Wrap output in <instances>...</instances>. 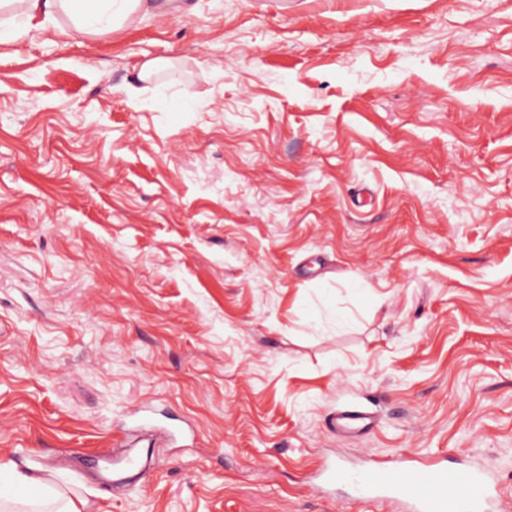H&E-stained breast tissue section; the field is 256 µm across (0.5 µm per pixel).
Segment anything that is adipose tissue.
<instances>
[{"instance_id": "ef3b65f1", "label": "adipose tissue", "mask_w": 512, "mask_h": 512, "mask_svg": "<svg viewBox=\"0 0 512 512\" xmlns=\"http://www.w3.org/2000/svg\"><path fill=\"white\" fill-rule=\"evenodd\" d=\"M16 7L15 19L0 21V41L30 30L69 25L80 34L112 33L149 13L150 0H0ZM0 512H80L75 502L52 485L49 476L24 473L0 464Z\"/></svg>"}]
</instances>
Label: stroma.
Wrapping results in <instances>:
<instances>
[{"label": "stroma", "mask_w": 512, "mask_h": 512, "mask_svg": "<svg viewBox=\"0 0 512 512\" xmlns=\"http://www.w3.org/2000/svg\"><path fill=\"white\" fill-rule=\"evenodd\" d=\"M186 2L0 43V463L81 512H407L314 475L446 454L512 512V0ZM373 419V415L362 406H349L336 410L329 419V427L336 433L359 431L370 427Z\"/></svg>", "instance_id": "stroma-1"}]
</instances>
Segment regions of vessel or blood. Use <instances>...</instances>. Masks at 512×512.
Returning <instances> with one entry per match:
<instances>
[{"label":"vessel or blood","mask_w":512,"mask_h":512,"mask_svg":"<svg viewBox=\"0 0 512 512\" xmlns=\"http://www.w3.org/2000/svg\"><path fill=\"white\" fill-rule=\"evenodd\" d=\"M373 416L360 406L337 410L329 427L337 433L363 430ZM331 480L350 483L360 501L407 497L413 512H481L492 485L485 473L464 468H427L402 459L392 467H342L330 471Z\"/></svg>","instance_id":"b4317fda"}]
</instances>
